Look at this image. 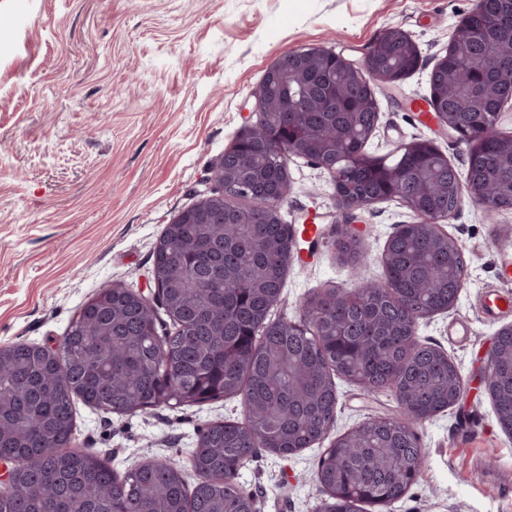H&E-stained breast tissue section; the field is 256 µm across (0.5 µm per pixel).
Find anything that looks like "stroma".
I'll return each mask as SVG.
<instances>
[{
	"label": "stroma",
	"instance_id": "stroma-1",
	"mask_svg": "<svg viewBox=\"0 0 512 512\" xmlns=\"http://www.w3.org/2000/svg\"><path fill=\"white\" fill-rule=\"evenodd\" d=\"M474 0H0V345L60 344L81 305L122 283L153 296L152 253L166 224L212 186L209 172L240 130L256 123L254 91L284 54L332 47L362 60L398 27L420 50L419 65L395 84H377L379 121L367 150L432 140L458 172L467 146L408 104L429 99L430 74ZM289 223L308 245L288 266L273 319L299 318L321 289L351 287L352 275L385 276L381 256L396 225L417 215L389 200L345 222L327 172L288 161ZM361 231L357 270L342 264L340 230ZM512 210L487 215L465 202L445 224L463 245L465 281L456 307L419 321L418 338L445 352L466 383L462 402L417 429L421 474L405 496L366 512H512V436L503 432L478 380L485 351L512 312L494 321L482 300L498 288L497 230ZM465 326L468 337L452 335ZM335 434L398 415L392 392L336 381ZM243 418L226 399L148 414L115 415L77 404L74 445L118 473L145 459L188 463L202 429ZM324 445L284 460L258 452L239 471L256 512H317L315 481Z\"/></svg>",
	"mask_w": 512,
	"mask_h": 512
}]
</instances>
